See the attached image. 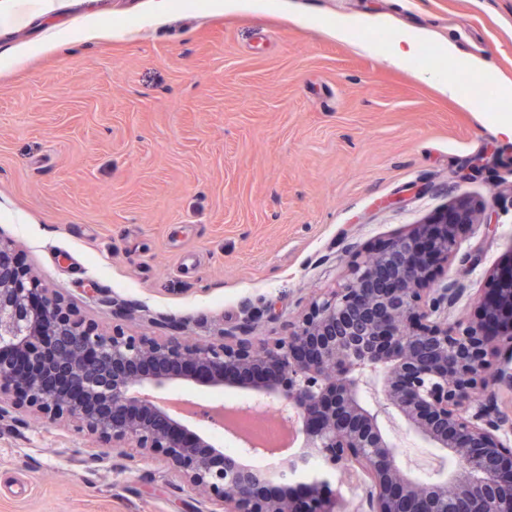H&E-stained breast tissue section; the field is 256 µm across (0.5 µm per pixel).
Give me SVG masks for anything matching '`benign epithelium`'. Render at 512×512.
Segmentation results:
<instances>
[{
	"label": "benign epithelium",
	"instance_id": "1",
	"mask_svg": "<svg viewBox=\"0 0 512 512\" xmlns=\"http://www.w3.org/2000/svg\"><path fill=\"white\" fill-rule=\"evenodd\" d=\"M492 212L466 198L435 222L352 260L346 281L313 297L288 333L269 339L252 327H223L189 342L168 318L160 336L104 329L80 317L0 239V421L23 413L95 438L91 457L151 459L162 473L205 494L204 512H349L329 481H274L227 451L156 389L236 390L278 407L301 435L283 459L294 471L318 459L360 490L355 512H512V266L492 271L495 288L480 318L457 317L462 289L440 279L461 224H490ZM380 383L368 404L363 390ZM392 414L446 456L480 474L412 477L380 417Z\"/></svg>",
	"mask_w": 512,
	"mask_h": 512
}]
</instances>
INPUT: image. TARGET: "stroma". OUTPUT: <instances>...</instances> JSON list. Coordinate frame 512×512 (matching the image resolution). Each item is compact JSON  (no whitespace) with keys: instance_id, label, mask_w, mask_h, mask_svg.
<instances>
[{"instance_id":"1","label":"stroma","mask_w":512,"mask_h":512,"mask_svg":"<svg viewBox=\"0 0 512 512\" xmlns=\"http://www.w3.org/2000/svg\"><path fill=\"white\" fill-rule=\"evenodd\" d=\"M111 39L34 53L7 68L0 38V236L81 314L130 334L154 318L189 341L251 322L279 336L356 255L439 217L457 198L493 225L464 224L448 280L473 315L512 259V140L482 123L512 113V88L442 96L412 72L329 38L351 15L363 36L430 31L512 77V0H213L156 14L151 0H99ZM135 310L112 313L113 303ZM383 428L413 477L454 460ZM93 438L0 422V512H199L204 496L152 462L96 466Z\"/></svg>"}]
</instances>
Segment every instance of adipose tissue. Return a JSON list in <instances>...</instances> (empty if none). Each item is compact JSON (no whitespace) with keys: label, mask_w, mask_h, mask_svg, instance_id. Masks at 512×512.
I'll return each mask as SVG.
<instances>
[{"label":"adipose tissue","mask_w":512,"mask_h":512,"mask_svg":"<svg viewBox=\"0 0 512 512\" xmlns=\"http://www.w3.org/2000/svg\"><path fill=\"white\" fill-rule=\"evenodd\" d=\"M74 2L75 0H0V34L37 20L47 21L48 26L37 48L45 53L57 52L64 46L79 41L111 38V28L94 11L83 12L79 25H55V18L67 14ZM428 40L429 33L424 29L400 31L381 51V59L392 67H412L418 49Z\"/></svg>","instance_id":"obj_1"}]
</instances>
